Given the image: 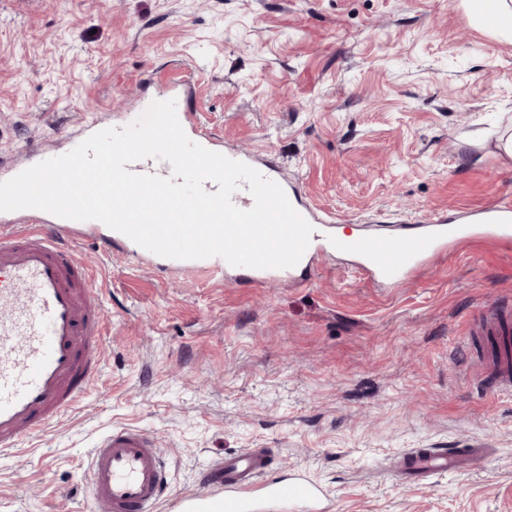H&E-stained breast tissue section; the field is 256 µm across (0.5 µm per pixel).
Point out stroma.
Returning <instances> with one entry per match:
<instances>
[{"mask_svg":"<svg viewBox=\"0 0 512 512\" xmlns=\"http://www.w3.org/2000/svg\"><path fill=\"white\" fill-rule=\"evenodd\" d=\"M224 147L274 155L329 233L466 222L512 202V40L464 0H0V167L124 124L184 79ZM107 320L76 408L0 452V512H88L87 458L109 428L156 441L158 512L250 448L306 474L334 512H512V394L475 380L473 324L512 301V245L449 244L399 285L347 255L294 279L157 268L100 224L67 235ZM410 448H483L408 483Z\"/></svg>","mask_w":512,"mask_h":512,"instance_id":"35a3bbf8","label":"stroma"}]
</instances>
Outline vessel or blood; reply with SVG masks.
Wrapping results in <instances>:
<instances>
[{"label": "vessel or blood", "mask_w": 512, "mask_h": 512, "mask_svg": "<svg viewBox=\"0 0 512 512\" xmlns=\"http://www.w3.org/2000/svg\"><path fill=\"white\" fill-rule=\"evenodd\" d=\"M193 82L175 97L176 112L192 142L215 150L213 140L193 131L189 100ZM230 159L245 163L277 182L293 208L311 225V241L298 266L316 253L335 251L354 259L372 278L398 283L449 242L471 238L473 226L431 218L417 231L400 236L365 232L354 238L325 234L299 189L273 160L244 152ZM137 174L168 177L169 162L147 158L128 166ZM487 231L512 241V205L496 203L479 214ZM64 218L37 209L0 212V451L17 448L24 436L40 433L73 410L97 378L104 341L90 277L59 229ZM477 330L496 337L499 353L483 379L494 393L512 392V304L491 306ZM476 448H414L397 465L407 481L479 463ZM264 450H247L208 468L201 477L210 493L181 501L180 512H206L223 503V512H331L327 492L303 475L263 479ZM91 512H155L168 477L153 438L136 428L113 427L97 442L87 463Z\"/></svg>", "instance_id": "vessel-or-blood-1"}]
</instances>
